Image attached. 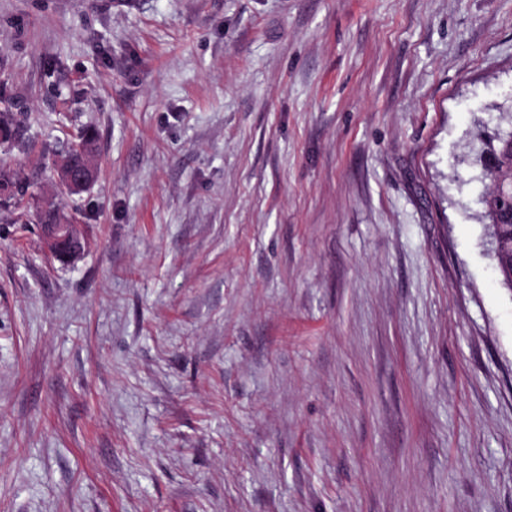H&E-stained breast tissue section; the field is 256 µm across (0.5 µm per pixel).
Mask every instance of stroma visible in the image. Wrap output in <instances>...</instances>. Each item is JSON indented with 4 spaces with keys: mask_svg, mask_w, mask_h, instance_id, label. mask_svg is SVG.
I'll use <instances>...</instances> for the list:
<instances>
[{
    "mask_svg": "<svg viewBox=\"0 0 512 512\" xmlns=\"http://www.w3.org/2000/svg\"><path fill=\"white\" fill-rule=\"evenodd\" d=\"M506 112L512 0H0V512H512ZM488 154L491 164L485 166V172L491 187L489 191L482 196L481 202L483 206L487 197L494 192L498 182L512 181V157L506 149V139H498L490 144ZM507 204L509 207H512V185L507 186L506 184H500L496 193L490 198L488 203V211L493 215L494 219L492 222V218L487 210L485 209V216L489 220V224L491 227V237L496 228L497 221L506 217L508 214H512V212H505L503 210V206ZM492 222V224H491ZM33 217L37 224H55L58 210L53 206H46L37 210ZM46 239L50 252L61 259L71 257L79 249L77 224L64 218L46 234ZM499 245L494 249L496 268L505 286L512 290V223L499 224Z\"/></svg>",
    "mask_w": 512,
    "mask_h": 512,
    "instance_id": "35a3bbf8",
    "label": "stroma"
}]
</instances>
